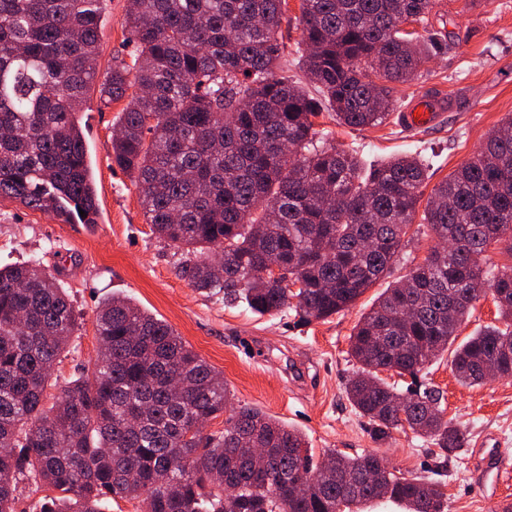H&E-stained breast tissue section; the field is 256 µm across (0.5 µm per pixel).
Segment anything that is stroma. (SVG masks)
Segmentation results:
<instances>
[{
    "label": "stroma",
    "instance_id": "stroma-1",
    "mask_svg": "<svg viewBox=\"0 0 512 512\" xmlns=\"http://www.w3.org/2000/svg\"><path fill=\"white\" fill-rule=\"evenodd\" d=\"M128 5L129 0H103L99 76L133 49ZM426 30L441 35L442 48L424 65L422 77L400 86L396 112L383 125L352 130L324 116L316 129L324 141L369 167L414 154L427 165L432 186L469 160L489 131L512 115V0H434ZM433 97L446 102L439 122L416 130L399 127L398 112ZM122 108L119 102L100 106L92 97L82 116L100 203L97 223L63 224L0 199V265L36 257L47 269L60 270L82 315L70 350L54 367L58 382L91 370L98 350L94 312L112 295H125L166 321L223 376L231 405L259 408L302 432L315 456L375 452L398 473L428 475L437 462L431 440L409 431L378 439L345 393L357 368L349 354L353 328L385 288L428 256L437 243L428 226L413 224L391 269L353 306L324 321H306L292 309L261 316L205 295L179 276V253L152 233L136 185L112 163V134ZM397 387L439 391L446 418L467 432L465 447L442 477L448 512H497V499L512 500V379L461 385L445 356L417 377L398 380ZM486 447L500 449L507 475H488L482 464Z\"/></svg>",
    "mask_w": 512,
    "mask_h": 512
}]
</instances>
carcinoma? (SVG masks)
Masks as SVG:
<instances>
[{
    "label": "carcinoma",
    "mask_w": 512,
    "mask_h": 512,
    "mask_svg": "<svg viewBox=\"0 0 512 512\" xmlns=\"http://www.w3.org/2000/svg\"><path fill=\"white\" fill-rule=\"evenodd\" d=\"M99 2L0 0V198L64 224H94L99 211L81 125ZM285 5L131 0L130 60L113 62L98 93L126 100L112 164L134 176L156 237L184 251L181 278L255 314L325 320L397 256L427 171L407 155L366 169L316 140L314 119L382 124L394 84L420 76L440 41L401 28L425 24L433 0H301L311 94L278 65ZM423 221L443 247L354 327L346 394L377 437L407 428L434 441L444 469L464 430L434 391L404 395L378 373L414 376L449 350L462 385L487 383L490 363L512 379V265L476 262L492 246L512 256V117L434 186ZM271 263L284 275L264 281ZM479 281L495 287L498 323L458 344ZM78 319L60 273L38 259L0 267V512H16L27 486L32 512H106L116 498L138 512H355L380 498L375 476L405 512H446L444 484L399 476L375 453L331 454L326 477L304 486L323 466L304 436L258 408L227 410L224 377L127 296L97 308L93 369L45 406ZM224 413L223 431L194 430ZM255 448L269 452L264 472Z\"/></svg>",
    "instance_id": "1"
}]
</instances>
